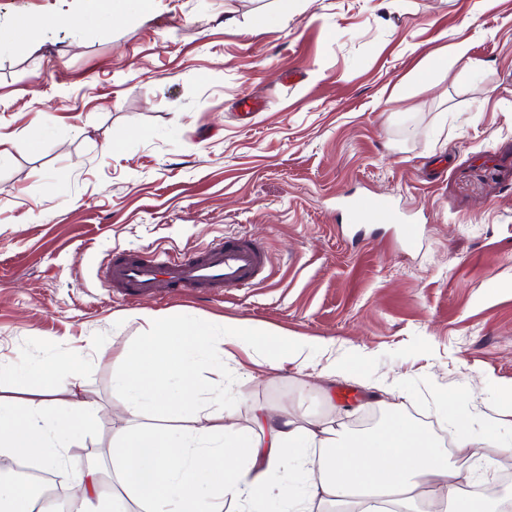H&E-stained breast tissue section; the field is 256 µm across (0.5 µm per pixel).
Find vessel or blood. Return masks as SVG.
Here are the masks:
<instances>
[{"instance_id": "1", "label": "vessel or blood", "mask_w": 512, "mask_h": 512, "mask_svg": "<svg viewBox=\"0 0 512 512\" xmlns=\"http://www.w3.org/2000/svg\"><path fill=\"white\" fill-rule=\"evenodd\" d=\"M350 221L379 222L397 218L394 202L388 198H358L348 205ZM266 269L261 244L239 236L222 238L190 254L165 251L119 250L104 271L111 288L133 298L154 292L165 282L182 290L221 292L247 288L260 280Z\"/></svg>"}]
</instances>
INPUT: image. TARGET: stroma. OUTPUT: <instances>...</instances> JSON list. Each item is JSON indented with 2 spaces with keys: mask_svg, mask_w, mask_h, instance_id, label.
<instances>
[{
  "mask_svg": "<svg viewBox=\"0 0 512 512\" xmlns=\"http://www.w3.org/2000/svg\"><path fill=\"white\" fill-rule=\"evenodd\" d=\"M39 41L9 35L18 17ZM467 62L453 59L456 45ZM440 64L420 74L423 59ZM407 82L409 95L397 94ZM0 368L27 375L97 338L134 350L139 310L322 340L308 368L224 356V420L251 409L350 427L399 414L447 445L494 421L512 443V0H0ZM392 198L418 225L348 220ZM264 244L266 278L130 301L118 249ZM360 372L325 377L339 360ZM82 373L83 444L127 424L111 356ZM460 392L446 403L435 389Z\"/></svg>",
  "mask_w": 512,
  "mask_h": 512,
  "instance_id": "stroma-1",
  "label": "stroma"
}]
</instances>
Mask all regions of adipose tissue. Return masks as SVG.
Masks as SVG:
<instances>
[{
	"label": "adipose tissue",
	"mask_w": 512,
	"mask_h": 512,
	"mask_svg": "<svg viewBox=\"0 0 512 512\" xmlns=\"http://www.w3.org/2000/svg\"><path fill=\"white\" fill-rule=\"evenodd\" d=\"M121 320L147 326L139 348L112 365L113 385L123 393L131 419L108 452L87 464L68 457L98 410L81 373L85 347L70 350L62 372L50 364L26 377L0 369V453L38 454L77 481L81 512H100L105 498L117 512H225L231 501L238 512H263L272 497L284 508L288 496L275 493L269 477L288 470L299 477V498L317 497L334 507L362 495L393 503L401 512H419L425 487L433 486L445 512H464L465 468L398 415L360 437L289 418L273 421L261 408L253 411L255 424L265 427L261 433L199 424L204 407L197 375L210 373L209 391L223 402L226 344L268 348L265 364L279 369L304 367L307 350L319 347V340L244 323L193 324L178 314L146 310ZM145 413L151 424H140ZM315 443L328 450L316 463L302 454ZM108 481L118 487L109 497L103 494Z\"/></svg>",
	"instance_id": "obj_1"
}]
</instances>
